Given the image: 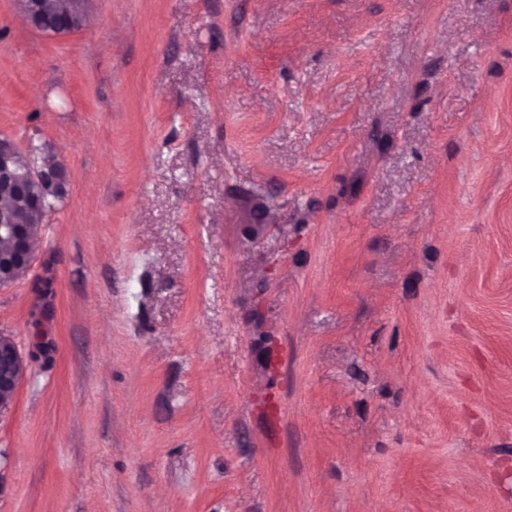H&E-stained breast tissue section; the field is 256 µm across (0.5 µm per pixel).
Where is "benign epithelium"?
<instances>
[{
    "mask_svg": "<svg viewBox=\"0 0 512 512\" xmlns=\"http://www.w3.org/2000/svg\"><path fill=\"white\" fill-rule=\"evenodd\" d=\"M85 0H73L70 9L60 15L53 30L55 35H66L80 29L85 20ZM22 7L29 26L39 30V18L45 13V0H22ZM17 148L4 138L0 139V183L10 188V200L0 204V241L10 244L7 252L0 251V286L10 285L24 277L33 267V230L29 224H19L16 213L28 210L47 213L49 202L58 198V191H66L69 173L64 166L51 170L37 164L20 176L16 171ZM270 228L266 211L256 209L243 224L249 240L263 237ZM27 369L26 358L10 336H0V416L8 412Z\"/></svg>",
    "mask_w": 512,
    "mask_h": 512,
    "instance_id": "obj_1",
    "label": "benign epithelium"
}]
</instances>
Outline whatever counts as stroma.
Wrapping results in <instances>:
<instances>
[{
	"label": "stroma",
	"instance_id": "1",
	"mask_svg": "<svg viewBox=\"0 0 512 512\" xmlns=\"http://www.w3.org/2000/svg\"><path fill=\"white\" fill-rule=\"evenodd\" d=\"M22 15L0 137L71 181L0 512H512V0ZM22 7L26 15L29 26L45 33L55 35H66L80 29L85 20V0H74L70 9L60 15L56 24V29H44L39 25V18L45 13L47 5L43 0H22ZM271 224H268L266 211L264 209L253 210L248 217V221L243 224L244 233L249 240H256L263 237L269 230Z\"/></svg>",
	"mask_w": 512,
	"mask_h": 512
}]
</instances>
